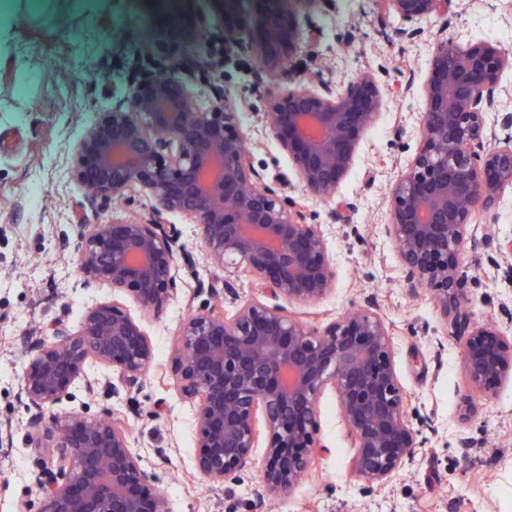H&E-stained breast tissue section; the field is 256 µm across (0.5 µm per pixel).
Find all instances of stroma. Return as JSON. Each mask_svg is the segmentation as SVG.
Returning <instances> with one entry per match:
<instances>
[{"instance_id": "obj_1", "label": "stroma", "mask_w": 512, "mask_h": 512, "mask_svg": "<svg viewBox=\"0 0 512 512\" xmlns=\"http://www.w3.org/2000/svg\"><path fill=\"white\" fill-rule=\"evenodd\" d=\"M0 20V512L37 500L41 452L19 401L24 340L49 335L60 322L78 328L99 301L118 300L139 316L154 363L137 393L89 394L77 385L54 415L111 407L125 415L130 446L155 475L172 512H253L263 456L255 454L231 490L196 471L194 411L172 388L168 362L181 322L206 305V288L224 271L204 250L197 224L169 215L179 231L178 290L158 313L127 295L86 287L75 244L81 225L144 214V201L88 205L69 174L74 143L98 112L122 97L143 62L137 48L162 25L154 0H8ZM306 34L289 79L336 86L358 71L379 83L385 106L364 134L334 200L309 195L265 125L271 76L254 77L247 50L222 69L198 75L197 101L223 86L240 108L254 165L267 184L301 204L321 225L336 270L321 299L290 302L297 320L322 326L372 307L392 334L416 446L381 489L368 491L351 466L353 445L338 398L319 400V438L326 453L268 512H512V382L494 395L470 398L461 370L462 336L438 312L429 290L410 284L388 236L389 195L422 135L426 79L436 42L484 40L512 51V0H449L448 13L419 22L417 35L384 0H335L332 9L300 19ZM477 246H465L466 307L472 321L494 320L512 335V190L482 214ZM476 414L465 416L466 403Z\"/></svg>"}]
</instances>
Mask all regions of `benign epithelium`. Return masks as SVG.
I'll return each mask as SVG.
<instances>
[{"label":"benign epithelium","instance_id":"obj_1","mask_svg":"<svg viewBox=\"0 0 512 512\" xmlns=\"http://www.w3.org/2000/svg\"><path fill=\"white\" fill-rule=\"evenodd\" d=\"M333 0H210L219 28L183 13L152 30L146 47L168 49L169 65L146 67L127 94L99 113L74 145L73 180L89 201L140 195L148 214L137 220L87 225L79 236L78 268L87 284L127 294L159 312L177 293V230L165 220H194L205 251L224 268H244L265 300L251 299L224 315L209 306L180 325L170 360L173 388L195 406V469L218 485L236 480L264 449L263 491L291 488L327 447L317 438L319 399L336 392L354 444L352 469L368 487L384 485L415 447L392 338L367 309L309 328L278 304L324 297L336 283L319 224L307 222L253 164L237 108L216 87L207 104L194 98L198 71L246 48L260 72L284 73L301 34L299 7ZM407 22L448 12V0H386ZM512 52L489 42L436 43L423 87V133L390 193L388 233L407 280L431 291L440 314L464 332L462 372L470 391L489 396L512 380V336L494 323H470L463 310L466 243L477 244L476 216L512 189V113L503 112L498 139L486 113L495 105ZM384 106L367 72L334 90L315 80L268 94L264 121L305 190L329 201L351 170L365 131ZM235 298V282L208 287ZM147 332L115 301L90 307L76 331L58 323L52 340L29 338L20 400L39 448L52 449L35 473L39 505L22 499L16 512H171L155 476L130 448L125 419L104 409L94 417L46 411L79 383L138 392L153 363ZM95 361L112 367L103 383L89 377Z\"/></svg>","mask_w":512,"mask_h":512}]
</instances>
